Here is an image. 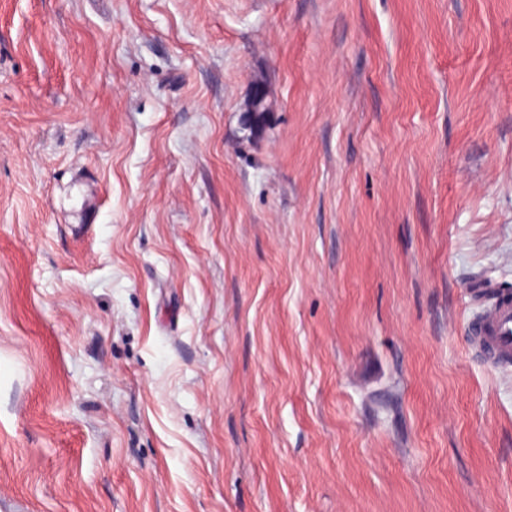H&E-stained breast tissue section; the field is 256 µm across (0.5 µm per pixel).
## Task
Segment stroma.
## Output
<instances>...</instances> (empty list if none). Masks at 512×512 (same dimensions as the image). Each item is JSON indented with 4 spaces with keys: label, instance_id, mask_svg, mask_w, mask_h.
<instances>
[{
    "label": "stroma",
    "instance_id": "35a3bbf8",
    "mask_svg": "<svg viewBox=\"0 0 512 512\" xmlns=\"http://www.w3.org/2000/svg\"><path fill=\"white\" fill-rule=\"evenodd\" d=\"M478 274L512 0H0V512H512Z\"/></svg>",
    "mask_w": 512,
    "mask_h": 512
}]
</instances>
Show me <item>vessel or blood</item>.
Listing matches in <instances>:
<instances>
[{"label":"vessel or blood","instance_id":"b4317fda","mask_svg":"<svg viewBox=\"0 0 512 512\" xmlns=\"http://www.w3.org/2000/svg\"><path fill=\"white\" fill-rule=\"evenodd\" d=\"M479 312L469 321V346L494 368L512 366V290L477 277L468 283Z\"/></svg>","mask_w":512,"mask_h":512}]
</instances>
